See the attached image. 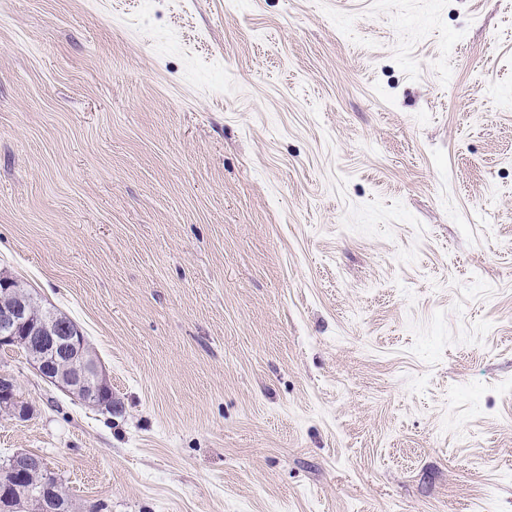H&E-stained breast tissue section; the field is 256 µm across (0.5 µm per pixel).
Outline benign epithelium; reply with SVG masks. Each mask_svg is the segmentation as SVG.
Wrapping results in <instances>:
<instances>
[{
    "label": "benign epithelium",
    "mask_w": 512,
    "mask_h": 512,
    "mask_svg": "<svg viewBox=\"0 0 512 512\" xmlns=\"http://www.w3.org/2000/svg\"><path fill=\"white\" fill-rule=\"evenodd\" d=\"M19 305L0 309V349L26 347L27 359L39 373L58 385L63 383L87 405L97 407L111 383L100 362L86 348L84 337L75 331L62 332L58 316L49 312L28 336L19 335L24 325ZM0 409L24 420L30 406L20 401L13 383L0 380ZM45 468L41 456L18 451L0 462V501L10 499L12 481L32 470ZM39 512H71V504L61 495L59 482L45 481L37 488Z\"/></svg>",
    "instance_id": "7a95c632"
}]
</instances>
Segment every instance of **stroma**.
<instances>
[{
    "label": "stroma",
    "instance_id": "1",
    "mask_svg": "<svg viewBox=\"0 0 512 512\" xmlns=\"http://www.w3.org/2000/svg\"><path fill=\"white\" fill-rule=\"evenodd\" d=\"M0 276L74 512H512V0H0ZM59 316L49 312L29 336H19V330L24 325L23 308L19 305L3 307L0 310V349L26 346L27 359L44 378L58 386L64 383L85 404L98 407L111 386L109 377L100 362L86 348L88 342L86 336L84 339L82 328L65 314L59 313ZM58 320L62 328L79 329L83 336L75 331H60ZM46 348L54 351L53 357L47 354ZM59 349L68 353L65 363L60 367L55 353Z\"/></svg>",
    "mask_w": 512,
    "mask_h": 512
}]
</instances>
